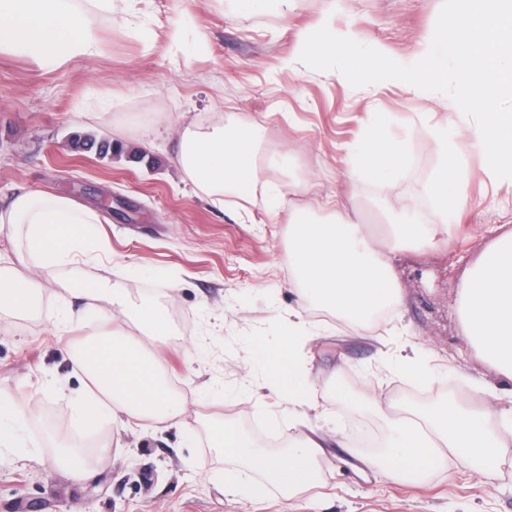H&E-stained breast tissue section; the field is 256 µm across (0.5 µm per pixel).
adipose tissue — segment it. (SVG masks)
<instances>
[{"label": "adipose tissue", "instance_id": "1", "mask_svg": "<svg viewBox=\"0 0 512 512\" xmlns=\"http://www.w3.org/2000/svg\"><path fill=\"white\" fill-rule=\"evenodd\" d=\"M93 10L76 0H0V52L25 54L48 68L99 52L95 11L108 12L116 0H92ZM369 83L399 81L410 86L438 87L455 79L459 113L478 112L480 122L469 148H461L448 128L433 132L440 164L426 192L441 214H457L468 204L463 169L467 150L478 152L486 165L512 176V0H453V9L412 66L367 63ZM262 125H217L209 131L185 128L177 157L186 176L205 194L232 191L247 204H262L278 215L284 195L276 185L257 193V151ZM356 170L387 179L398 173L403 145L369 132L348 148ZM322 220L308 210H290L289 251L293 281L303 305L332 312L338 319L365 326L377 310L396 305L400 286L387 254L409 240L431 243L437 226L402 217L390 223L384 241L368 236L352 221L341 198L319 202ZM99 217L71 198L23 190L0 207V232L9 239L24 238L35 265L50 273L73 262ZM59 296L81 298L79 310H66L64 320L83 325L96 320L102 328L94 341L72 348L73 361L83 372L84 400L74 419L86 422L101 412L111 414L121 428L149 419L195 436L185 400L174 397L164 382L159 350L170 334L169 321L154 303H141L130 317V327L115 325L112 308L122 304L123 290L106 281L85 288L59 282ZM41 282L20 275L13 264L0 262V313L28 315L35 311ZM460 304L467 336L483 356L512 379V236L495 242L469 269L460 284ZM288 334L270 354L265 372L272 388L288 403V417L308 426V433L289 443L286 451L270 453L238 426L220 422L213 447L223 449L259 476L255 493L275 483L287 494L301 492L320 476L329 434L309 427L305 408L315 391L311 372L298 357L300 345L314 341L318 332L307 324L301 308L288 312ZM150 336L154 351H145L137 334ZM488 406L474 407L457 399L420 408L412 417H391V434L382 452L367 457L365 465L388 476L423 479L455 460L472 469L485 483H494L502 461L512 454V439L489 425Z\"/></svg>", "mask_w": 512, "mask_h": 512}]
</instances>
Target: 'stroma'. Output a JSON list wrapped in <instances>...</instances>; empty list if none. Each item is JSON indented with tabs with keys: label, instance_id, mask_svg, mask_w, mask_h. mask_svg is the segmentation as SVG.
I'll list each match as a JSON object with an SVG mask.
<instances>
[{
	"label": "stroma",
	"instance_id": "stroma-1",
	"mask_svg": "<svg viewBox=\"0 0 512 512\" xmlns=\"http://www.w3.org/2000/svg\"><path fill=\"white\" fill-rule=\"evenodd\" d=\"M451 9V0H270L263 12L240 0H119L97 20V57L47 71L0 54V205L19 190L68 196L95 209L109 252L87 245L78 261L57 269L33 315L0 321V393L32 409L23 448L0 452V512H512V456L495 484L448 461L420 482L381 477L349 454L385 443L380 410L399 412L450 398L478 405L488 388L490 424L502 430L512 410V382L464 334L459 288L467 269L500 236L512 234V178L493 174L469 153L464 180L469 207L452 234L435 244L389 253L400 301L358 329L309 308L319 338L306 346L316 390L305 411L350 445L330 448L317 485L286 496L268 487L247 500L224 493V478L252 474L195 438L151 420L118 432L111 419L72 420L82 375L67 347L96 338L91 325L53 327L56 280L76 287L113 280L127 307L149 300L179 318L167 341L165 378L185 391L190 410L234 422L262 448L286 447L302 435L281 407L258 402L248 383L251 362L283 339L298 296L290 280L288 216L240 208L196 188L175 162L183 129L262 122L263 149L276 162L259 185L279 184L290 206L340 195L366 234L385 238L374 210L412 209L424 223L441 218L425 193L439 155L433 127L450 125L466 144L476 114L456 115L455 86L415 89L400 82L365 86L356 68L377 54L415 60ZM355 38L342 54H302L300 30L323 15ZM180 23L182 35L168 32ZM407 145L392 185L349 178L346 144L371 129ZM112 142L100 155L82 137ZM418 353L428 376L401 375V355ZM371 378L360 393L353 381ZM339 398H331V389ZM85 453L87 474L74 481L52 468V439Z\"/></svg>",
	"mask_w": 512,
	"mask_h": 512
}]
</instances>
